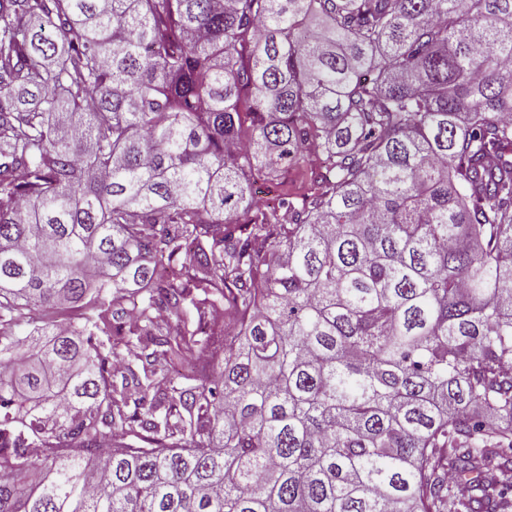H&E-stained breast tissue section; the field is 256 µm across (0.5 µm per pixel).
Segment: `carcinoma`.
<instances>
[{
	"mask_svg": "<svg viewBox=\"0 0 512 512\" xmlns=\"http://www.w3.org/2000/svg\"><path fill=\"white\" fill-rule=\"evenodd\" d=\"M507 365L512 0H0V512H512ZM318 164L319 159L315 154L306 153L303 164L289 168L278 181L264 186L260 196L263 199H270L286 195L296 201L303 200L314 192L315 186L311 179V172Z\"/></svg>",
	"mask_w": 512,
	"mask_h": 512,
	"instance_id": "carcinoma-1",
	"label": "carcinoma"
}]
</instances>
